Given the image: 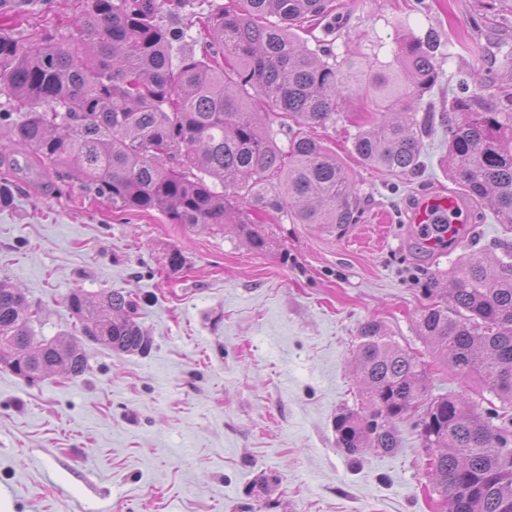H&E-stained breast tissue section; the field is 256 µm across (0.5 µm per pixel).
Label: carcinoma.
Segmentation results:
<instances>
[{
  "instance_id": "obj_1",
  "label": "carcinoma",
  "mask_w": 512,
  "mask_h": 512,
  "mask_svg": "<svg viewBox=\"0 0 512 512\" xmlns=\"http://www.w3.org/2000/svg\"><path fill=\"white\" fill-rule=\"evenodd\" d=\"M186 2L79 0L67 40L0 29V154L22 145L42 169L122 211L158 210L173 224L216 231L230 224L257 252L269 245L257 211L328 229L361 219L354 179L310 134L336 124L347 104L366 114L352 145L368 166L394 176L418 171L435 120L429 110L419 114L439 76L435 35H404L395 62L360 65L337 59L328 40L312 48L300 36L314 25L332 34L336 0H228L183 28L163 23L182 19ZM195 25L198 52L182 45ZM276 117L295 124L286 150L273 136ZM441 123L454 183L512 230V92L456 98ZM424 296L419 334L501 406L429 395L423 365L371 321L354 358L368 407L336 418L337 443L352 455L391 452L397 424L420 409L446 512H512V252L495 260L466 254L435 273ZM66 308L80 336L44 343L32 334L24 293L0 281V365L27 379L78 378L85 340L118 354L149 346L128 294L73 292Z\"/></svg>"
}]
</instances>
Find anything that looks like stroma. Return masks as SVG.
Here are the masks:
<instances>
[{"label":"stroma","mask_w":512,"mask_h":512,"mask_svg":"<svg viewBox=\"0 0 512 512\" xmlns=\"http://www.w3.org/2000/svg\"><path fill=\"white\" fill-rule=\"evenodd\" d=\"M338 4L340 59L388 63L399 34L435 33L436 112L478 86L512 92V14L478 20V0ZM74 14L73 0H34L0 26L64 40ZM360 120L352 112L314 135L354 176L363 221L339 234L270 220L264 253L230 232L115 209L52 173L19 177L14 207L0 212V280L23 290L34 336L75 333L72 292L121 289L151 346L126 355L86 344L89 369L75 380L33 383L0 368V512H444L414 420L398 424L393 452L356 456L338 448L335 420L364 405L352 359L371 320L423 364L429 394L492 401L435 362L416 318L433 273L465 252L501 255L512 232L466 204L475 238L425 249L412 222L419 196L456 190L443 126L425 141L422 169L397 178L355 154Z\"/></svg>","instance_id":"1"}]
</instances>
